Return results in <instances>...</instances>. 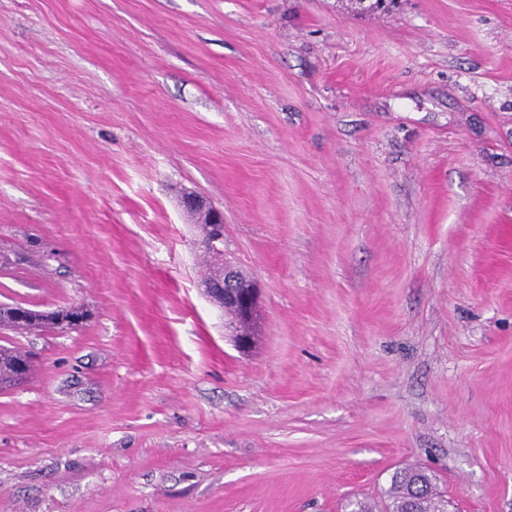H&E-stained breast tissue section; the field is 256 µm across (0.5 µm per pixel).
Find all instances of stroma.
Returning a JSON list of instances; mask_svg holds the SVG:
<instances>
[{"label": "stroma", "instance_id": "1", "mask_svg": "<svg viewBox=\"0 0 512 512\" xmlns=\"http://www.w3.org/2000/svg\"><path fill=\"white\" fill-rule=\"evenodd\" d=\"M351 5L0 0V512H512V0ZM208 221L213 230L212 244L223 241V216L220 214V217H218L216 214H212ZM202 235V242L206 253L211 258L209 276L218 277L224 263L223 282L215 283L205 279L202 284L204 291L213 302L222 308V310H226L227 308L234 310L235 323L230 325L233 336L236 337V341L240 347H249L253 339L248 330L259 313L258 283L249 276H245L237 266L231 262L224 261V250L220 249V245L224 246V241L222 244L214 246L209 243L207 234H204L203 229ZM16 306L19 305H8V304H0V328H6L15 333H30L34 330H39L42 328L49 327H63L66 325H61L57 321V317L60 314L67 316L71 322L67 324V327L78 325L84 319L85 313L84 310L80 307H70L67 309H60L55 311H34V317L36 318V323L32 326H14L6 323L7 315L10 310H13ZM29 356L15 346L0 344V386L16 382L21 375L29 373ZM431 475L418 468H398L387 491L390 512H448V499Z\"/></svg>", "mask_w": 512, "mask_h": 512}]
</instances>
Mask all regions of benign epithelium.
<instances>
[{
  "label": "benign epithelium",
  "mask_w": 512,
  "mask_h": 512,
  "mask_svg": "<svg viewBox=\"0 0 512 512\" xmlns=\"http://www.w3.org/2000/svg\"><path fill=\"white\" fill-rule=\"evenodd\" d=\"M203 288L206 295L220 308L234 310L235 323L230 325L233 336L240 347L250 346L253 339L249 334V327L259 313L258 283L226 261L223 282L215 283L206 279L203 281Z\"/></svg>",
  "instance_id": "7a95c632"
}]
</instances>
